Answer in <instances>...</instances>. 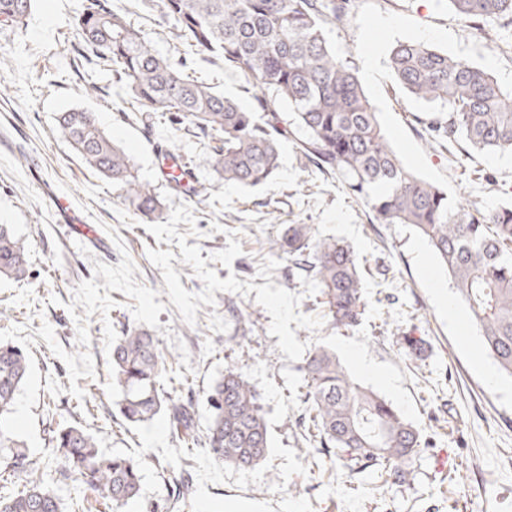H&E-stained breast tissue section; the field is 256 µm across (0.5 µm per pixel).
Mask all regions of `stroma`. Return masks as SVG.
Here are the masks:
<instances>
[{"label": "stroma", "instance_id": "stroma-1", "mask_svg": "<svg viewBox=\"0 0 512 512\" xmlns=\"http://www.w3.org/2000/svg\"><path fill=\"white\" fill-rule=\"evenodd\" d=\"M162 55L186 58L195 76L243 106L253 87L214 57L190 55L160 0H112ZM80 0H36L23 25H0V224L29 252L20 281L0 280V341L21 347L31 374L10 427L28 446L36 475L64 505L82 494L46 451L50 422L81 423L107 453L136 457L140 499L161 500L170 469L188 472L192 491L179 512H512V377L497 374L472 313L432 248L408 224H377L366 201L340 177L315 171L303 132L282 127L280 166L268 184L224 183L206 163L208 141L158 113L132 111L124 82L77 51ZM475 38L447 0H353V15L330 27L337 55L350 59L403 164L484 212L512 203V155L472 152L434 140L425 107L387 66L392 46L418 40L487 69L512 90V20L491 19ZM95 80L98 92L86 89ZM93 112L98 126L134 161L162 204L133 211L110 180L87 168L56 131L58 113ZM184 156L205 194L175 190L160 174L157 148ZM68 198L95 239L58 223L52 196ZM289 224L346 241L364 258L367 310L351 331L326 322L320 293L267 241ZM245 310L236 320L234 310ZM128 328H144L173 357L175 398L191 403L205 431L206 394L226 368L260 395L270 450L255 471L184 449L167 418L131 426L111 386L109 350ZM420 336L423 355L404 348ZM333 348L352 378L389 400L422 432L409 485L380 486L374 471L314 468L302 455L301 366L313 345Z\"/></svg>", "mask_w": 512, "mask_h": 512}]
</instances>
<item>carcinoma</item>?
<instances>
[{"label":"carcinoma","mask_w":512,"mask_h":512,"mask_svg":"<svg viewBox=\"0 0 512 512\" xmlns=\"http://www.w3.org/2000/svg\"><path fill=\"white\" fill-rule=\"evenodd\" d=\"M34 0H0V24L18 26ZM162 13L187 39L188 52L221 59L261 91L247 109L190 75L186 64L157 53L143 30L110 0H81L74 31L78 48L106 63L126 80L142 108L170 113L209 139V162L226 183L258 187L278 167L279 125L293 121L305 132L302 149L319 172L340 175L362 196L379 224H410L448 271L453 287L473 313L482 343L499 370L512 376V205L480 216L448 202V193L414 174L382 131L376 112L346 58L336 55L326 27L347 22L352 0H161ZM448 7L474 25L512 18V0H448ZM388 65L413 98L434 106L428 130L441 142L464 141L474 152L512 153V94L495 77L416 40L397 43ZM291 117L280 113V105ZM57 130L89 169L110 179L137 213L160 208L154 189L137 181L130 157L99 128L86 109L62 112ZM269 251L301 262L320 289L324 317L337 329L361 324L366 302L362 262L354 248L320 239L310 224H290L268 240ZM28 251L9 224H0V279L28 275ZM112 388L129 424L166 416L180 443L201 446L216 462L256 470L269 450V431L255 387L236 370H225L207 393L210 422L195 432L191 405L164 389L173 359L145 329L112 339ZM30 370L28 356L0 342V470L29 476L28 487H0V512H65L56 492L35 471L27 444L8 427ZM301 399L307 418L305 458L324 452L350 471L374 467L384 486L408 484L409 461L423 444L421 432L394 405L351 381L336 354L309 350L301 367ZM48 447L87 496L120 509L141 496L138 460L107 454L96 437L76 422L49 427ZM191 489L179 473L165 484L163 508H175Z\"/></svg>","instance_id":"1"}]
</instances>
